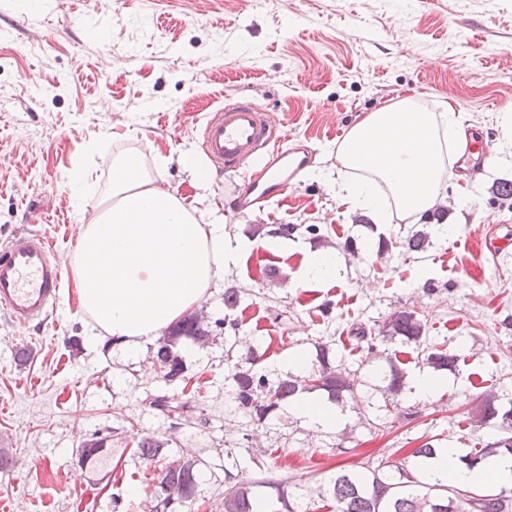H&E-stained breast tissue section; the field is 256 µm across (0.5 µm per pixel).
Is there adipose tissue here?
Returning a JSON list of instances; mask_svg holds the SVG:
<instances>
[{"mask_svg": "<svg viewBox=\"0 0 512 512\" xmlns=\"http://www.w3.org/2000/svg\"><path fill=\"white\" fill-rule=\"evenodd\" d=\"M459 112L417 111L404 100L365 114L336 150L346 175L340 190L350 205L384 223L379 185L398 210L425 215L447 192L445 162L452 145L464 143ZM112 197L94 210L78 235L72 272L79 302L100 330L127 353L196 306L234 262L239 245L226 237L223 215L192 221L179 201L154 185L137 155L112 164ZM433 474L466 486H511L512 456H494L466 468L455 447L441 449Z\"/></svg>", "mask_w": 512, "mask_h": 512, "instance_id": "1", "label": "adipose tissue"}]
</instances>
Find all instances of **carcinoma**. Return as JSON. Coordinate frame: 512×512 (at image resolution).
<instances>
[{"mask_svg":"<svg viewBox=\"0 0 512 512\" xmlns=\"http://www.w3.org/2000/svg\"><path fill=\"white\" fill-rule=\"evenodd\" d=\"M431 235L426 229L412 231L399 242L401 248L411 253H422L430 246ZM209 324L205 317L191 313L176 323L167 335L158 340L155 361L166 368L163 379L174 381L185 371L184 360L176 350L183 338L196 343L210 339ZM349 338L357 347L366 350V355H379L377 342H398L404 346H415L424 356L427 367L435 370L456 369L458 356L448 349L431 344L426 336V325L418 313L409 307H397L377 328L355 324L349 330ZM317 362L305 372H291L271 381L263 371L255 368V359L250 366L234 365L231 373L234 401L237 408L261 421L280 408L281 403L300 394L317 390L327 393L328 399L338 405L351 400L362 403L365 399L363 381L353 374L346 375L334 368L329 359V345L321 342ZM389 369L385 375L384 392L388 401L385 414L379 417L376 428H393V424L412 420L417 412L401 405L399 396L404 393L406 372L398 365L397 358H387ZM150 406L163 414L191 413L194 406L188 401L172 403L166 397H158ZM470 425L477 431L495 427L498 437L479 448L459 456L467 468L473 469L491 456L512 455V400L501 402L498 395L485 393L471 412ZM164 443L144 436L137 443V453L147 460H158L160 467L153 478L155 490L151 497V512H175V509L195 499L198 492V461L184 457H169L162 454ZM106 439L92 437L81 451L82 462L96 463L104 457ZM439 448L425 443L411 450L399 463L381 461L375 467L363 469H341L331 475L326 494L330 512H512V488L475 494L467 487L456 486L430 473L432 459ZM240 466L233 453L224 451V512H255L258 497L252 492L254 486L270 485L276 488L277 500L285 512H310L302 495L289 491L288 479L269 483L265 480L245 482L237 479L231 468Z\"/></svg>","mask_w":512,"mask_h":512,"instance_id":"obj_1","label":"carcinoma"}]
</instances>
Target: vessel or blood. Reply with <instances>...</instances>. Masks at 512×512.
<instances>
[{"label": "vessel or blood", "instance_id": "1", "mask_svg": "<svg viewBox=\"0 0 512 512\" xmlns=\"http://www.w3.org/2000/svg\"><path fill=\"white\" fill-rule=\"evenodd\" d=\"M272 137L267 114L245 99L212 112L204 126V151L219 170L234 172L257 153L265 155L263 169L273 179L263 188L253 181L246 183L237 194L238 211L271 198L285 199L310 161L304 146L270 148ZM62 272L61 262L43 237H15L0 249V307L19 324L46 320L57 306Z\"/></svg>", "mask_w": 512, "mask_h": 512}]
</instances>
